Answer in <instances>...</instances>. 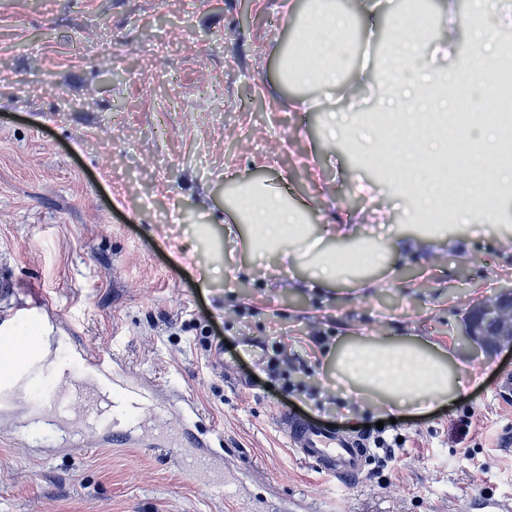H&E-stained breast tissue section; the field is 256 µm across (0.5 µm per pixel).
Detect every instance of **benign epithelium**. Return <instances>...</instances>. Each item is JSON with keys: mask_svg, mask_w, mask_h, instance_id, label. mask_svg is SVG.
<instances>
[{"mask_svg": "<svg viewBox=\"0 0 512 512\" xmlns=\"http://www.w3.org/2000/svg\"><path fill=\"white\" fill-rule=\"evenodd\" d=\"M464 336L477 355L512 347V287L474 303L465 318Z\"/></svg>", "mask_w": 512, "mask_h": 512, "instance_id": "7a95c632", "label": "benign epithelium"}]
</instances>
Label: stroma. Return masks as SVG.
Returning a JSON list of instances; mask_svg holds the SVG:
<instances>
[{"instance_id":"35a3bbf8","label":"stroma","mask_w":512,"mask_h":512,"mask_svg":"<svg viewBox=\"0 0 512 512\" xmlns=\"http://www.w3.org/2000/svg\"><path fill=\"white\" fill-rule=\"evenodd\" d=\"M299 32L281 0H0V314L51 297V357L114 355L158 392L190 394L224 438L214 451L237 489L192 474L181 448L45 433L23 443L33 389L0 404V512H298L328 499L334 512H476L512 503V402L497 396L512 349L475 356L462 336L473 302L512 286V199L494 227L464 247L370 269L369 286L299 287L305 268L247 260L224 224L242 181L305 206L311 236L325 211L386 215L412 233L406 204L381 171L331 139L330 111L367 113L369 91L295 111L279 76L282 46ZM154 76L139 80L141 69ZM377 187L350 191L357 178ZM416 336L453 353L478 381L419 416H392L324 375L339 336ZM283 342L312 366L331 411L263 371L259 343ZM294 411L327 428L392 424L405 445L336 485L294 457L279 428Z\"/></svg>"}]
</instances>
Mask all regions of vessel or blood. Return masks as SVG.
Listing matches in <instances>:
<instances>
[{"instance_id": "b4317fda", "label": "vessel or blood", "mask_w": 512, "mask_h": 512, "mask_svg": "<svg viewBox=\"0 0 512 512\" xmlns=\"http://www.w3.org/2000/svg\"><path fill=\"white\" fill-rule=\"evenodd\" d=\"M49 310L45 300L13 305L0 315V339H12L18 327L38 325ZM21 359V365L12 370L6 383L0 384L1 401L30 386L43 370L35 354L24 353ZM84 362L92 369V376L74 377L72 367L66 366L58 372L60 385L40 392L36 421L68 431L73 439L94 435L107 443L133 442L147 428L161 445L182 447L181 432L167 429V413L155 408L149 385L113 373L108 353L87 354ZM145 410L151 413L146 421L139 417ZM278 424L294 455L324 477L342 483L362 474L370 450L361 438L325 429L288 412L279 415Z\"/></svg>"}]
</instances>
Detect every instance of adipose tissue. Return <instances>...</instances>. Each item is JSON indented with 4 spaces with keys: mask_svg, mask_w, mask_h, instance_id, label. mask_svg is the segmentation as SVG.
Returning <instances> with one entry per match:
<instances>
[{
    "mask_svg": "<svg viewBox=\"0 0 512 512\" xmlns=\"http://www.w3.org/2000/svg\"><path fill=\"white\" fill-rule=\"evenodd\" d=\"M457 0H440L438 11L428 22L398 15L384 61L386 82L374 97L379 108L392 118L388 135L399 148L394 182L402 197L410 199V221H421L440 211L446 185L466 188L457 211L462 224L492 223L497 211L488 210L486 199L500 196L512 184V154L500 149L501 129L488 124L470 132L449 126L447 106L442 99L444 83H457L463 75L477 76L482 85L496 79L500 64V43L494 33L473 30L468 35L475 49L464 68L440 66L438 59L455 48L461 35L454 18ZM301 29L318 37L313 65L302 57L306 46L296 45L284 64L286 75L300 84L321 91L342 88L348 82L375 85L373 69L349 73L343 48L351 27L347 12L333 0H315V7L300 21ZM435 50L423 65L408 64L425 42ZM456 137L466 151L447 167L448 139ZM233 209L248 226L247 247L288 259L295 266H307L303 284L325 288L338 284L345 269L336 253L328 251L322 239L306 236L298 223L299 206L288 203L280 193L254 183H244L233 199ZM337 384L369 400L383 410L421 411L432 403L455 398L465 391L458 365L451 353L437 344L409 336H362L349 333L337 340L325 360Z\"/></svg>",
    "mask_w": 512,
    "mask_h": 512,
    "instance_id": "obj_1",
    "label": "adipose tissue"
}]
</instances>
